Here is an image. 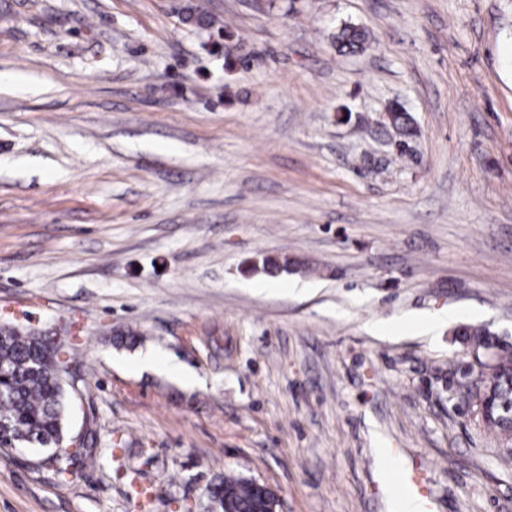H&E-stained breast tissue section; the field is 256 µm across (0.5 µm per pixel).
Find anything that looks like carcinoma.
I'll return each mask as SVG.
<instances>
[{"mask_svg": "<svg viewBox=\"0 0 512 512\" xmlns=\"http://www.w3.org/2000/svg\"><path fill=\"white\" fill-rule=\"evenodd\" d=\"M332 41L338 51L357 53L369 43V35L356 27L343 26ZM388 119L399 136L398 151L405 152L416 129L408 111L395 104L388 108ZM464 335L473 337V356L478 371L468 369L465 377H473L467 393L489 385L485 353L496 349L486 332L467 329ZM496 371L500 373L498 389L506 399L512 398L507 380L512 377V351L500 354ZM61 359L58 347L40 336L21 333L15 329L0 335V448L39 447L49 449L45 460L55 475L65 480L80 449L56 448L54 443L64 434L66 393L59 378ZM220 512H252L257 490L249 480L226 477L213 489Z\"/></svg>", "mask_w": 512, "mask_h": 512, "instance_id": "carcinoma-1", "label": "carcinoma"}]
</instances>
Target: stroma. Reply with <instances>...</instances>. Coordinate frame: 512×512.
Listing matches in <instances>:
<instances>
[{
    "instance_id": "35a3bbf8",
    "label": "stroma",
    "mask_w": 512,
    "mask_h": 512,
    "mask_svg": "<svg viewBox=\"0 0 512 512\" xmlns=\"http://www.w3.org/2000/svg\"><path fill=\"white\" fill-rule=\"evenodd\" d=\"M1 324L67 332L93 454L0 448V512H512L450 399L512 346V0H0ZM332 41L339 52L357 53L366 48L369 35L364 30L345 25L332 35ZM388 119L392 128L399 136L396 143L398 151L402 154L409 147V140L416 135V129L408 111L401 105L395 104L388 108ZM463 336H473L472 346H473V356L475 358L476 365L478 367L477 374L467 386V396L474 392L475 390H481L489 385V371L488 367L483 362V357L488 350H496V345L493 344L489 338L484 336H489L485 331L481 329H467L464 331ZM494 388V382L490 383L489 387V395H492V390ZM211 497L220 512H254L252 508L257 498V490L249 480L224 477L214 487Z\"/></svg>"
}]
</instances>
